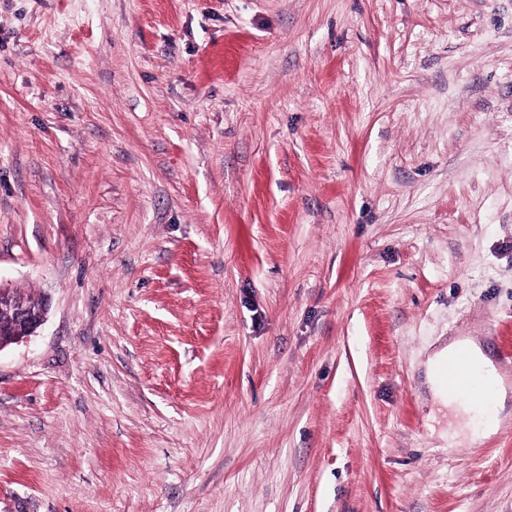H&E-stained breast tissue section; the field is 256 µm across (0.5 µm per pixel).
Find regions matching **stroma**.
<instances>
[{"mask_svg": "<svg viewBox=\"0 0 512 512\" xmlns=\"http://www.w3.org/2000/svg\"><path fill=\"white\" fill-rule=\"evenodd\" d=\"M0 284V512H512V0H0ZM48 313L47 300L30 301L28 295L0 284V350L33 336ZM460 345H466L469 348L472 361L479 368L486 383L495 391V408L490 415L480 417L475 415V407L471 402L485 405L490 399L491 392L470 362L466 350H461L456 359L442 367L439 372V378L448 390L437 378L438 368L455 355ZM427 380L433 398L447 406L472 436L483 437L497 431L500 416L505 412L508 404L509 394L492 361L476 342L456 341L435 352L427 363ZM448 393L465 397L471 402L462 398L448 397Z\"/></svg>", "mask_w": 512, "mask_h": 512, "instance_id": "1", "label": "stroma"}]
</instances>
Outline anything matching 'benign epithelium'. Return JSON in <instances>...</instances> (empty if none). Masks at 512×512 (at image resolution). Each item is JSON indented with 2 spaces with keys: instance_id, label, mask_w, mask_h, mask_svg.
<instances>
[{
  "instance_id": "benign-epithelium-1",
  "label": "benign epithelium",
  "mask_w": 512,
  "mask_h": 512,
  "mask_svg": "<svg viewBox=\"0 0 512 512\" xmlns=\"http://www.w3.org/2000/svg\"><path fill=\"white\" fill-rule=\"evenodd\" d=\"M47 313L45 298L31 301L24 293L0 286V349L34 335Z\"/></svg>"
}]
</instances>
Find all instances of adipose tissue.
I'll return each mask as SVG.
<instances>
[{
  "label": "adipose tissue",
  "mask_w": 512,
  "mask_h": 512,
  "mask_svg": "<svg viewBox=\"0 0 512 512\" xmlns=\"http://www.w3.org/2000/svg\"><path fill=\"white\" fill-rule=\"evenodd\" d=\"M468 348L474 364L479 368L484 380L495 392V408L491 414L479 416L471 402L462 398L449 397L447 389L437 378L439 367L450 360L458 349L457 343H449L442 347L429 358L427 363V380L429 390L434 399L439 401L454 417L460 419L464 428L470 434L483 437L495 433L500 424V417L506 410L508 400L512 399V393L503 385L492 361L476 342H469Z\"/></svg>",
  "instance_id": "1"
}]
</instances>
